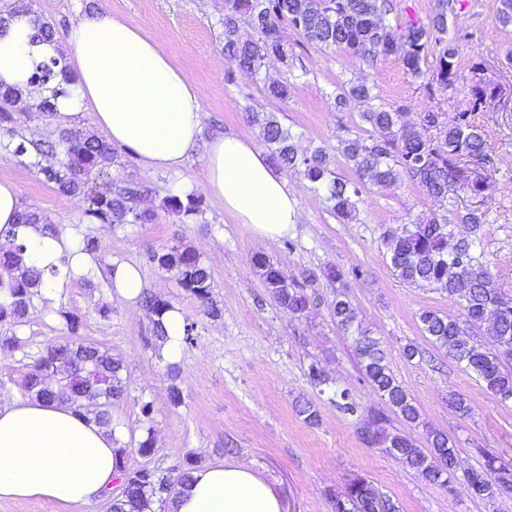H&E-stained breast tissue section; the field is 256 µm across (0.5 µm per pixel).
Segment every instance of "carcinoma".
I'll use <instances>...</instances> for the list:
<instances>
[{
    "mask_svg": "<svg viewBox=\"0 0 512 512\" xmlns=\"http://www.w3.org/2000/svg\"><path fill=\"white\" fill-rule=\"evenodd\" d=\"M389 11V0H222L218 20L222 51L241 71L256 76L268 61L288 60L292 47L286 30L290 29L309 44L344 53L371 68L380 59L396 55L428 96L450 93L468 98L469 107L457 113L451 124L441 121L439 113L426 110L420 113L417 123L410 125L402 122L401 112L375 104L377 95L368 83L351 79L341 82L335 95L336 107L341 108L350 100L367 104L360 113L362 122L368 125L365 135L341 141L340 152L351 164L353 179L336 176L332 158L322 148L298 152L296 135L281 122L279 112H266L260 117L248 113V119L260 123L271 165L303 175L340 220L353 218L369 186L383 192L407 179L426 195L445 201L448 183L458 179L462 163H488L484 133L473 121L472 113L494 99L497 89L479 81L469 86L459 84L455 67L460 45L469 42L471 33L458 29L448 34V0H437V9L427 20L407 16L395 28L384 23ZM22 15L31 19L32 42L56 39V28L35 10V0L0 3V24ZM434 52L436 65L427 72L422 63ZM28 86L23 91L0 85V149L15 158H28L29 167L54 184L60 194L74 198L84 216L97 224L115 228L155 223V210L141 207V199L147 193L145 186L112 174L118 158L112 142L72 129L60 130L55 141H32L23 134L24 118L36 114L49 119L57 112L55 99L74 95L75 78L68 73L66 58L60 54L38 62ZM45 90L50 96L36 103L28 101L33 94ZM265 90L270 98L286 101L291 84L273 81ZM162 209L184 223L196 224L204 221L207 203L196 191L178 190L163 199ZM456 219L470 226V237L454 240L446 214L418 218L384 232L386 258L400 280L443 291L471 326L486 328L491 347L483 350L452 316L434 309H423L418 314L423 334L436 348L500 402H511L512 369L503 365L502 356H512V299L496 288L494 275L477 254L486 214L469 210L457 214ZM19 227L56 232L55 226L46 223L40 210L33 206L20 210L18 223L0 230V237L8 244L0 247V269L9 275L7 281L0 275V323L14 327L25 323L44 280L63 271L68 277L75 276L67 257L61 258L59 267L23 266L26 243L17 232ZM152 259L159 269L174 273L179 286L198 301L205 316L222 315L212 295L210 270L195 249L163 248L153 252ZM251 263L280 308L290 314H302L308 309L306 284L287 278L263 255L254 256ZM140 301L152 319L154 336L160 344H166L168 332L163 316L174 305L147 291L142 292ZM331 311L337 326L353 338L364 379L404 421L416 422L417 407L393 375L379 340L358 320L356 308L345 293L336 292ZM58 314L69 337L47 345L33 356L25 394L31 399L84 408L92 421L110 429L112 404L125 393L123 361L103 345L79 337L80 316L65 310ZM335 403L343 414L359 418L361 439L368 446L403 460L434 485L448 483L457 455L446 434L431 431L428 447L421 448L407 436L390 432L384 413L361 409L348 391H340ZM193 466L194 461L188 456L166 474L147 466L134 470L123 464L118 466L120 486L116 492H107L109 512H152V502H166L187 487ZM468 482L479 498L493 500L512 492V465L487 455L481 469L468 473ZM331 499L334 512H378L376 506L380 502L374 488L360 480L347 484Z\"/></svg>",
    "mask_w": 512,
    "mask_h": 512,
    "instance_id": "cac0c4a2",
    "label": "carcinoma"
}]
</instances>
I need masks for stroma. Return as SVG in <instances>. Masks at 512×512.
Listing matches in <instances>:
<instances>
[{
	"label": "stroma",
	"instance_id": "35a3bbf8",
	"mask_svg": "<svg viewBox=\"0 0 512 512\" xmlns=\"http://www.w3.org/2000/svg\"><path fill=\"white\" fill-rule=\"evenodd\" d=\"M93 3L130 24L146 26L170 55L200 94L206 140L225 133L262 143L258 127L247 115L277 110L283 123L297 133L300 149L321 147L335 154L336 173L349 178L353 172L338 154L339 141L361 134L363 107L352 101L336 108L339 82L367 79L375 86L379 104L403 110L410 123L426 110L439 112L450 122L468 106L460 95L427 97L397 56L368 68L332 50L299 44L294 34L289 40L296 45L295 56L289 63L269 61L256 76L234 71L221 52V0ZM500 5V0H455L448 14L449 28L473 34L456 60L461 83L481 81L501 91L500 99L475 114L485 131L491 173L479 194L461 188L441 202L405 181L383 194L366 193L355 217L342 222L309 181L289 170L285 176L298 191L300 222L292 233L270 240L237 223L212 199L201 224H184L161 211L170 190H201V155H193L179 171L159 172L142 166L131 149L122 147L116 173L144 183L149 190L144 204L159 214L155 223L115 231L93 223L73 199L59 194L18 160L0 162V176L15 182L21 205L38 208L60 232L77 227L94 236L103 264L137 265L145 289L169 300L196 325L193 344L182 347L179 376L170 379L157 358L158 343L145 311L132 310L101 274L72 279L60 293L35 300L24 325H0V336L16 333L28 343L24 352L0 347V407L24 400L30 355L66 336L58 313L68 310L80 316L83 338L101 343L123 361L126 393L113 403L112 420L115 440L127 450V469L146 465L164 472L188 455L201 466L241 464L271 485L282 512H333L331 494L354 478L369 482L399 512H512V493L483 500L467 481L468 472L483 465L485 454L512 464V403H498L424 336L419 311L436 309L458 320L463 314L445 293L399 280L381 244L386 230L416 218L481 208L487 219L482 260L499 291L512 297V27L496 23ZM285 79L293 85L288 101L268 98L265 84ZM176 245L193 247L209 267L221 318L203 316L198 302L179 287L173 274L152 261L154 251ZM258 253L277 263L286 277L310 280L306 313L294 316L276 306L250 263ZM331 266L345 271L357 267L363 275L346 279L339 287L324 276ZM340 289L380 340L391 370L419 411L415 425L391 415L390 431L405 434L422 447L432 430L456 441L458 464L446 486L431 484L402 460L363 443L356 418L342 414L329 392L311 385L307 369L315 362L329 378L331 390H348L365 409L386 407L362 379L353 342L333 319L330 303ZM409 344L421 350V357H404ZM174 385L182 391L177 406L169 398ZM453 394L466 397L467 414L449 407ZM300 401L315 405L317 424L306 423L297 413ZM146 402L153 406L148 416L141 412ZM148 432L154 435L156 451L145 458L136 447Z\"/></svg>",
	"mask_w": 512,
	"mask_h": 512
}]
</instances>
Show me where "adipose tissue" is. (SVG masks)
Returning <instances> with one entry per match:
<instances>
[{
	"label": "adipose tissue",
	"mask_w": 512,
	"mask_h": 512,
	"mask_svg": "<svg viewBox=\"0 0 512 512\" xmlns=\"http://www.w3.org/2000/svg\"><path fill=\"white\" fill-rule=\"evenodd\" d=\"M31 33L25 16L0 26L1 84L25 86L35 64L55 54L53 45L32 43ZM66 60L76 96L57 99L55 126L88 122L159 171L179 170L203 150L202 185L238 223L270 239L298 224L294 190L255 143L224 134L202 140L197 90L144 27L105 9L87 13L70 28ZM24 237V265L46 268L68 253L77 273L97 268L93 256L79 252L75 236L28 229ZM116 456L111 434L73 408L34 399L0 408V499L90 504L115 477ZM164 512H281V504L249 468L217 464L194 469Z\"/></svg>",
	"instance_id": "adipose-tissue-1"
}]
</instances>
